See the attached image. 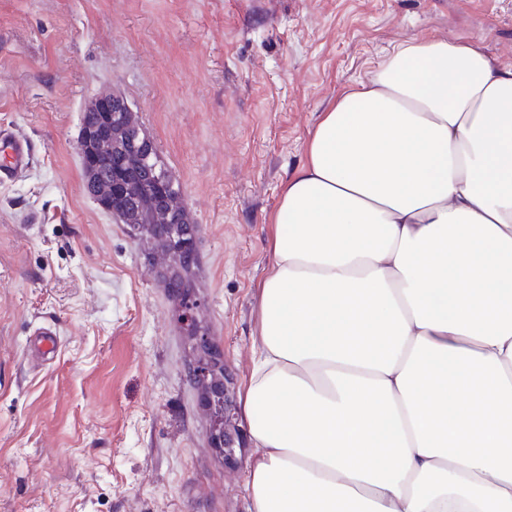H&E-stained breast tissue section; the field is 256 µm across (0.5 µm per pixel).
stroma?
<instances>
[{"instance_id": "obj_1", "label": "stroma", "mask_w": 512, "mask_h": 512, "mask_svg": "<svg viewBox=\"0 0 512 512\" xmlns=\"http://www.w3.org/2000/svg\"><path fill=\"white\" fill-rule=\"evenodd\" d=\"M432 35L512 63V0H0V125L33 146L0 183V512H246L250 450L210 442L154 241L84 189V107L121 92L184 189L197 322L244 433L282 187L330 101Z\"/></svg>"}]
</instances>
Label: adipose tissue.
<instances>
[{"mask_svg":"<svg viewBox=\"0 0 512 512\" xmlns=\"http://www.w3.org/2000/svg\"><path fill=\"white\" fill-rule=\"evenodd\" d=\"M271 222L247 512H512V64L392 45Z\"/></svg>","mask_w":512,"mask_h":512,"instance_id":"ef3b65f1","label":"adipose tissue"}]
</instances>
